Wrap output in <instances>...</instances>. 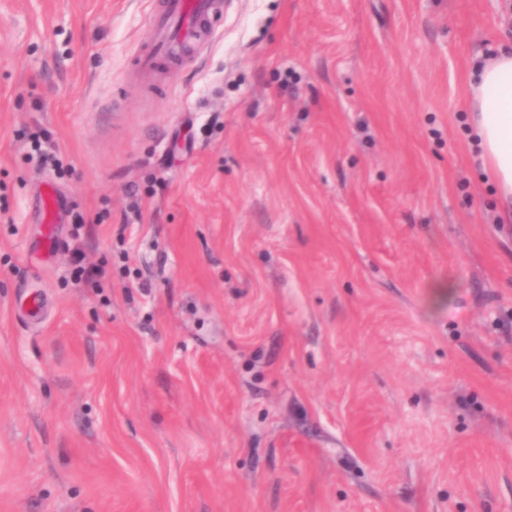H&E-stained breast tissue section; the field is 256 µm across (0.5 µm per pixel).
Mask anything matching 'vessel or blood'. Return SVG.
<instances>
[{
	"instance_id": "1",
	"label": "vessel or blood",
	"mask_w": 512,
	"mask_h": 512,
	"mask_svg": "<svg viewBox=\"0 0 512 512\" xmlns=\"http://www.w3.org/2000/svg\"><path fill=\"white\" fill-rule=\"evenodd\" d=\"M222 0H162L150 15L152 40L138 56L142 73L155 74L162 64L184 61L202 52L212 39L211 19L220 13ZM46 224L60 223L67 204L55 189L42 192L34 202Z\"/></svg>"
}]
</instances>
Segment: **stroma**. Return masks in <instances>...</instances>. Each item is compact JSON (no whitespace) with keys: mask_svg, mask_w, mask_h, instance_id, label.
Wrapping results in <instances>:
<instances>
[{"mask_svg":"<svg viewBox=\"0 0 512 512\" xmlns=\"http://www.w3.org/2000/svg\"><path fill=\"white\" fill-rule=\"evenodd\" d=\"M159 2L0 0V512H512V0H222L149 77ZM470 122L501 201L512 202V45L499 47L470 82ZM34 205L41 213L43 222L51 226L61 222L67 208L63 197L53 187L42 192L35 199Z\"/></svg>","mask_w":512,"mask_h":512,"instance_id":"1","label":"stroma"}]
</instances>
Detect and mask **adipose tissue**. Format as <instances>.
Masks as SVG:
<instances>
[{"label":"adipose tissue","mask_w":512,"mask_h":512,"mask_svg":"<svg viewBox=\"0 0 512 512\" xmlns=\"http://www.w3.org/2000/svg\"><path fill=\"white\" fill-rule=\"evenodd\" d=\"M470 122L483 165L503 203L512 202V45L499 48L470 82Z\"/></svg>","instance_id":"ef3b65f1"}]
</instances>
